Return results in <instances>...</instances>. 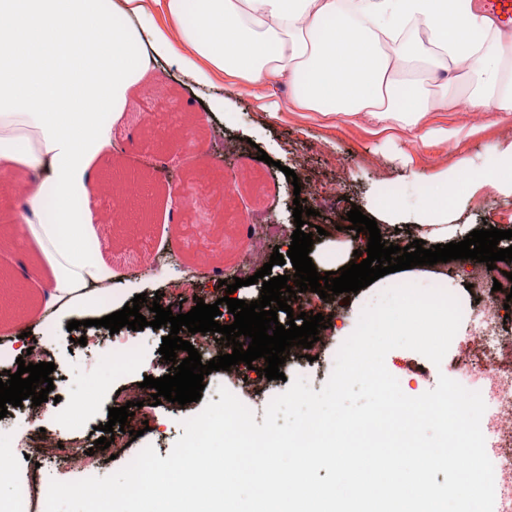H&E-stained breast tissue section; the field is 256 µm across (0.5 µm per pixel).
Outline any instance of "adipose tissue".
<instances>
[{
    "label": "adipose tissue",
    "mask_w": 512,
    "mask_h": 512,
    "mask_svg": "<svg viewBox=\"0 0 512 512\" xmlns=\"http://www.w3.org/2000/svg\"><path fill=\"white\" fill-rule=\"evenodd\" d=\"M161 61L200 87L284 83L298 110L362 114L376 132L414 131L424 144L458 135L424 126L428 113L512 114V44L471 0H0V162L27 175L16 228L51 207L76 270L99 265L75 226L94 219L93 163L112 142L104 115L126 111ZM450 64L461 79L435 80ZM480 169L512 196V140L431 175L421 226L447 237L448 208Z\"/></svg>",
    "instance_id": "ef3b65f1"
}]
</instances>
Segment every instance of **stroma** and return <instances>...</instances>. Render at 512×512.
Segmentation results:
<instances>
[{"label": "stroma", "mask_w": 512, "mask_h": 512, "mask_svg": "<svg viewBox=\"0 0 512 512\" xmlns=\"http://www.w3.org/2000/svg\"><path fill=\"white\" fill-rule=\"evenodd\" d=\"M213 93L223 96L224 113L207 111L209 93L200 92L176 70L169 68L164 80L147 79L134 91L126 112L115 120L112 144L105 153V174L121 172L144 179L151 194L140 201L146 223L114 220V205L99 195L93 223L83 225L85 241L95 242L101 259L99 274L110 284V301L102 306L80 305L70 313L48 315L45 293L53 276L65 273L63 258L55 251L47 222L51 210H44L42 223L23 232H11L14 221L10 207L0 204V274L14 273L19 260H27L28 270L17 287L8 289L6 299L12 311L0 316V362L17 370L16 360L29 346L42 350V359L54 363V393L58 402L9 407L0 425L17 433L11 449L14 463L7 477L0 479V507H7L17 485L38 476L42 485L57 480L81 479V472L60 461H34L28 458L32 425L62 434L68 429V416L74 408L88 404L80 430L89 440L100 438V424L108 420L116 391L143 382L161 362L158 349L170 333L169 326L145 327L151 341L133 367L101 370L94 359L97 346L124 348L132 331L93 327V320L122 310L141 293H162L165 305H177L171 287L178 279L193 277L196 296L212 304L224 297L222 279L231 268L242 266L241 242L249 241L246 215L249 209L265 210L272 223L293 229L295 203H308L321 185L338 186L343 199L338 207L316 204L311 224L320 226L314 235L311 258L318 273L336 270L338 262H350L356 248V232L349 229L345 215L360 206L363 215L375 219L381 232L398 246L419 238L415 214L420 204V186L427 176L454 168L465 158L476 159L490 152L498 142L512 138V115L504 112H471L457 105L445 112H433L426 121L458 130L459 138L445 144L421 145L401 131L376 135L363 117L319 116L288 107V87L276 84L264 88L269 100L285 107L279 119H269L260 99L240 94L231 81L218 82ZM263 96V97H264ZM252 131L251 141L241 138L242 128ZM266 152L268 161L258 159ZM294 170L299 185L285 176ZM225 185L222 198L208 211L190 207L189 201L211 194ZM394 207L389 218L379 216L382 206ZM449 223L458 225L460 235L495 227L512 229V196L484 186L461 198L448 212ZM158 253L159 261L146 264L142 255ZM448 286L462 306V322L441 365H434L421 354L397 348L385 359L388 371L397 378L404 394L417 397L435 388L440 375L466 370L478 364L481 352L466 340L476 319L485 311L508 313L510 320L498 333L512 336V307L504 295L487 290L466 289L463 279ZM369 289L336 295V315L330 327L321 330L315 350L317 358L308 361L291 352L282 366L283 379L250 377L225 371L212 372L205 382L201 399L186 405L163 402L142 408L140 420L149 429L131 441L115 459L103 460L101 475H110L126 464L145 445H152L159 457H167L182 434L180 421L197 414L204 401H219L218 387H225L245 405L270 401L285 391L298 372H310L318 383H326L336 354L355 329L361 302ZM90 320V327L68 330L69 320Z\"/></svg>", "instance_id": "1"}]
</instances>
